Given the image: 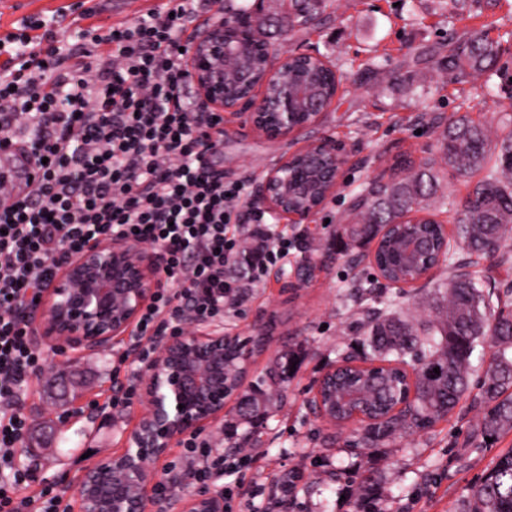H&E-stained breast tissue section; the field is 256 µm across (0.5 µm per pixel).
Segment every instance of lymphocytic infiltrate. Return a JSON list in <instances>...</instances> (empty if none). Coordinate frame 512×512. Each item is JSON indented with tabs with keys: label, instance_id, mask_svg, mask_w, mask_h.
<instances>
[{
	"label": "lymphocytic infiltrate",
	"instance_id": "f902f5d3",
	"mask_svg": "<svg viewBox=\"0 0 512 512\" xmlns=\"http://www.w3.org/2000/svg\"><path fill=\"white\" fill-rule=\"evenodd\" d=\"M196 2L176 0L102 34L80 28L66 41L64 11L0 37V144L23 139L37 170L21 196L0 180V199L13 201L0 209V512L69 509L58 485L30 491L32 473L15 450L29 431L22 391L46 363L29 309L87 242L121 237L162 257L159 286L124 345L142 361L159 336L223 320L240 288L227 273L231 260L257 282L290 249L259 210H237L244 185L212 165L224 123L201 109L180 50ZM234 219L247 226L245 238L230 236ZM183 446L197 462L191 478L222 484L225 499L276 503L292 490L227 481L236 455L197 461L211 440L194 435Z\"/></svg>",
	"mask_w": 512,
	"mask_h": 512
}]
</instances>
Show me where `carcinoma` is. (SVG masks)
Returning a JSON list of instances; mask_svg holds the SVG:
<instances>
[{
  "label": "carcinoma",
  "instance_id": "carcinoma-1",
  "mask_svg": "<svg viewBox=\"0 0 512 512\" xmlns=\"http://www.w3.org/2000/svg\"><path fill=\"white\" fill-rule=\"evenodd\" d=\"M272 15L251 11L224 0V14L246 22L261 47L277 51V37L294 36L316 27L331 6V0H272ZM499 54V45L476 31L448 50V81L460 83L490 73ZM313 77L315 97H327L334 76L318 62L307 67ZM440 161L418 167L404 166L411 174L390 178L382 189L368 195L363 205L353 203L351 223L344 225L341 238L366 249L380 234L382 225L394 228L383 238L378 253L379 271L373 279L349 285L348 298L356 303L376 298L381 307L366 313V329L361 338L364 360L390 364L376 375H338L336 382L323 387L324 406L336 420L349 417L352 407L334 400V392L354 385L355 379L368 392L363 411L373 421L362 427L359 444L367 447L387 441L402 432L432 428L459 404L470 388L472 357L476 347L487 341L494 348L484 371V380L475 401L481 418L476 433L496 438L512 431V302L494 309L491 292L485 290L482 261L491 239L508 240L512 230V131L492 143L486 123L468 114L448 119L439 137ZM479 179L461 208L456 210L452 234L433 217L431 201L448 174ZM467 248V272L456 270L453 242ZM448 269V283L441 296L432 299V315L417 329L401 319L398 296L391 293L396 282L423 271L426 264ZM299 353L280 357L269 379L285 381ZM405 365L414 374V396L398 416L389 415L397 398L392 365ZM437 365L442 373L428 374ZM465 512H512V451L502 455L491 476L473 490V507Z\"/></svg>",
  "mask_w": 512,
  "mask_h": 512
}]
</instances>
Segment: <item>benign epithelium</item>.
Masks as SVG:
<instances>
[{"mask_svg": "<svg viewBox=\"0 0 512 512\" xmlns=\"http://www.w3.org/2000/svg\"><path fill=\"white\" fill-rule=\"evenodd\" d=\"M249 32L227 18L211 24L195 42L188 68L202 106L245 119L268 139L293 138L315 125L329 102L313 105L305 86L288 83V67L309 53L268 56L253 68ZM350 149L343 142H310L280 160L259 180L251 203L307 224L339 187ZM306 157L304 181L288 182V167ZM161 256L142 245L113 239L90 241L72 258L40 297L42 320L35 328L41 344L100 352L112 349L139 317L159 281ZM249 348L224 328L190 326L157 341L154 356L138 371L144 380L148 411L126 441L134 450L107 456L77 478L78 512H224V495L171 496L161 484H177L169 473L157 479L154 463L189 430L224 415L247 372ZM184 408H179V405Z\"/></svg>", "mask_w": 512, "mask_h": 512, "instance_id": "1", "label": "benign epithelium"}]
</instances>
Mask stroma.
I'll list each match as a JSON object with an SVG mask.
<instances>
[{"label": "stroma", "mask_w": 512, "mask_h": 512, "mask_svg": "<svg viewBox=\"0 0 512 512\" xmlns=\"http://www.w3.org/2000/svg\"><path fill=\"white\" fill-rule=\"evenodd\" d=\"M73 0H0V37L29 18L48 19ZM161 0H93L90 26L108 27L134 20ZM472 19L449 21L440 0H332L314 32L284 41V50H316L335 67L341 84L316 125L294 139L269 140L242 119L225 115L224 144L213 158L228 182L254 187L279 159L308 142L330 138L355 143L335 195L309 223L310 249L299 241V227L267 215L274 233L294 246L284 278L273 276L255 288L239 307L224 310V330L256 336L243 391L264 376L289 350L300 349L295 372L283 383L279 407L238 424L237 400L223 417L204 428L217 440L237 423L235 444L245 445L251 464L245 481L268 486L288 475L297 481L288 512H362L361 493L372 495L377 512H464L474 488L512 449V432L493 441L476 436L479 412L463 400L447 420L433 428L409 432L374 448H354L358 428L333 426L312 415L307 402L315 381L338 358L352 352L362 332V308L345 302L346 283L366 280L374 271L355 260L356 249L337 229L355 194L397 160L413 164L438 158L437 140L449 116L471 113L497 124L512 105V0H468ZM481 29L499 41L500 54L490 82L448 83L440 68V45L463 40L465 31ZM316 266L314 275L295 283L302 260ZM56 375L30 381L23 410L31 430L17 448L18 459L35 455L38 483L72 484L87 460H99L126 448V437L146 411V398L131 407H112L109 416L90 418L92 405L109 404L115 386L137 375L135 357L120 350L104 352L49 350Z\"/></svg>", "instance_id": "stroma-1"}]
</instances>
